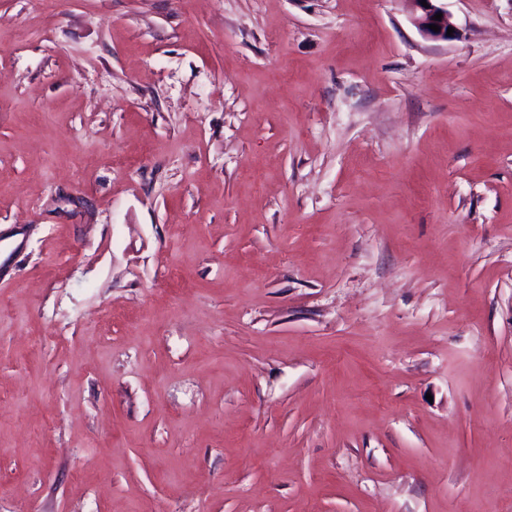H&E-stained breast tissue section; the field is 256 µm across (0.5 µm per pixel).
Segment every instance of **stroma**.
Segmentation results:
<instances>
[{"label": "stroma", "instance_id": "35a3bbf8", "mask_svg": "<svg viewBox=\"0 0 512 512\" xmlns=\"http://www.w3.org/2000/svg\"><path fill=\"white\" fill-rule=\"evenodd\" d=\"M0 0V512H512V0ZM411 1L414 2L416 8V13L413 16L412 21L421 34L432 39H442L447 41L458 37L456 28L450 22L448 10L442 3L446 0H426L429 8H426L421 4L422 0ZM437 13H442L441 21L433 19V16ZM430 24L438 25L440 31L434 32V30L428 28V25ZM448 27H452V29H454L453 36H447Z\"/></svg>", "mask_w": 512, "mask_h": 512}]
</instances>
